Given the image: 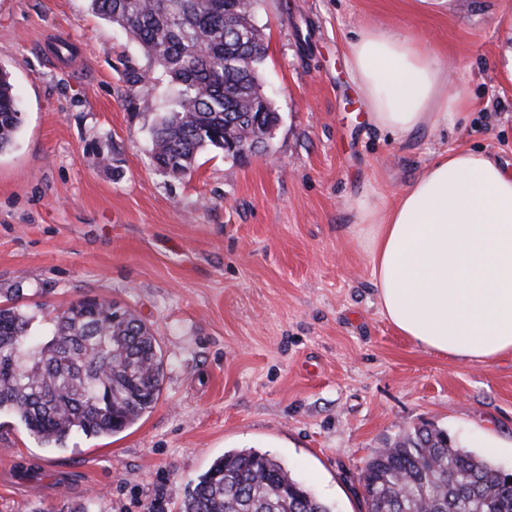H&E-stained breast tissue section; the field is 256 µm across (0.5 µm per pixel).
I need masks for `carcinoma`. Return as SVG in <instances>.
<instances>
[{
	"label": "carcinoma",
	"mask_w": 512,
	"mask_h": 512,
	"mask_svg": "<svg viewBox=\"0 0 512 512\" xmlns=\"http://www.w3.org/2000/svg\"><path fill=\"white\" fill-rule=\"evenodd\" d=\"M258 0H89L125 29L150 62L128 69L130 86L166 78L173 108L153 128L157 170L185 176L207 150L270 137L278 112L262 91L267 46ZM19 102L0 68V153L20 128ZM164 366L150 328L108 299L83 298L59 311L47 336L31 333L17 307L0 306V414L47 448L77 432L119 433L151 412ZM365 512H512V473L423 426L376 449L359 473ZM182 512H335L274 457L254 450L215 459L189 490Z\"/></svg>",
	"instance_id": "carcinoma-1"
}]
</instances>
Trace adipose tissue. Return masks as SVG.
Listing matches in <instances>:
<instances>
[{
  "instance_id": "ef3b65f1",
  "label": "adipose tissue",
  "mask_w": 512,
  "mask_h": 512,
  "mask_svg": "<svg viewBox=\"0 0 512 512\" xmlns=\"http://www.w3.org/2000/svg\"><path fill=\"white\" fill-rule=\"evenodd\" d=\"M347 63L367 120L399 138L466 106L416 37L365 30ZM382 315L421 348L490 363L512 353V170L481 150L439 153L390 206L361 201Z\"/></svg>"
}]
</instances>
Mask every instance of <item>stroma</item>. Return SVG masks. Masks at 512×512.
I'll return each mask as SVG.
<instances>
[{"label":"stroma","mask_w":512,"mask_h":512,"mask_svg":"<svg viewBox=\"0 0 512 512\" xmlns=\"http://www.w3.org/2000/svg\"><path fill=\"white\" fill-rule=\"evenodd\" d=\"M261 83L280 119L266 153L203 152L175 178L151 160L171 106L131 92L148 60L88 0H0V68L23 122L0 153V301L43 334L84 297L127 305L164 358L154 409L109 437L44 448L0 415V512H180L224 452L279 459L336 512H365L358 474L404 431L497 441L512 472V354L422 349L378 307L360 200L395 201L449 148L512 165V17L411 0H259ZM427 40L466 99L448 127L401 139L365 119L346 64L362 29ZM64 38L58 60L43 50ZM108 163H101V156Z\"/></svg>","instance_id":"obj_1"}]
</instances>
